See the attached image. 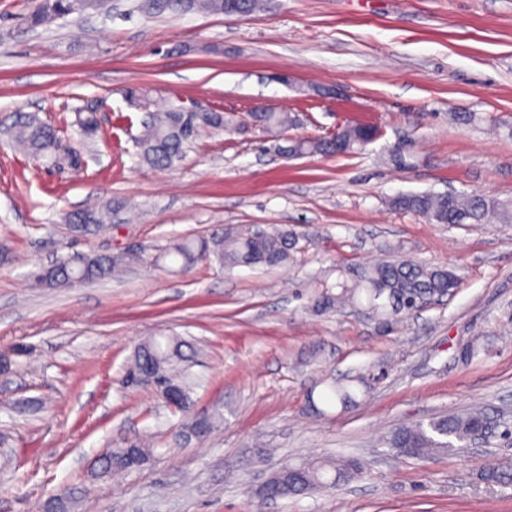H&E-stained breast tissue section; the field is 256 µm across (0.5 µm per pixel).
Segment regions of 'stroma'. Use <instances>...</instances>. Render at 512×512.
<instances>
[{
  "label": "stroma",
  "instance_id": "1",
  "mask_svg": "<svg viewBox=\"0 0 512 512\" xmlns=\"http://www.w3.org/2000/svg\"><path fill=\"white\" fill-rule=\"evenodd\" d=\"M261 11L71 15L31 29L30 0H0V126L31 112L75 136V109L101 105L83 165L55 171L0 139V512H37L79 487L73 512H512V485L485 480L512 461L500 438L419 458L392 432L484 410L512 426V226L433 224L392 209L407 192L512 198V0H263ZM325 89L300 96L296 88ZM228 113L158 171L139 163L140 112L127 88ZM298 119L292 137L355 122L380 137L359 153L288 159L251 112ZM400 150L407 167L390 156ZM118 205L93 235L66 216ZM287 227L300 253L273 269L143 263L118 278L44 288L59 257L117 254L228 231ZM410 258L453 268L459 286L392 329L359 307L315 312L338 268ZM187 341L194 411L216 415L205 442L172 444L182 416L154 388L128 390L143 341ZM364 377L356 405L322 399L323 379ZM150 462L95 476L136 438ZM310 457L360 458L329 492L264 499L267 479ZM140 448L144 457L149 460L152 456V449L148 444L142 441H127L122 448H113L112 452L99 458L98 477L110 478L126 472L124 461V448Z\"/></svg>",
  "mask_w": 512,
  "mask_h": 512
}]
</instances>
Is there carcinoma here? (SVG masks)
I'll return each mask as SVG.
<instances>
[{
  "label": "carcinoma",
  "mask_w": 512,
  "mask_h": 512,
  "mask_svg": "<svg viewBox=\"0 0 512 512\" xmlns=\"http://www.w3.org/2000/svg\"><path fill=\"white\" fill-rule=\"evenodd\" d=\"M257 0H149L147 11L177 15L185 12L241 14L255 9ZM71 0H36L27 15L30 28L45 27L71 14ZM128 98L146 113L142 130L136 139L141 164L154 169H168L182 159L187 147L204 129L228 131L230 120L218 110H208L189 116L171 105L164 110L155 108L149 91L134 88ZM78 126L85 140L99 131L97 109L86 105L77 109ZM252 121L275 135L284 133L295 123L288 112L259 109L251 113ZM10 135L19 149L46 166L75 161L78 149L62 148L63 130L40 119L34 113L17 112L9 125ZM380 136L377 127L368 124L347 125L330 137H283L275 145L282 156L335 155L355 153ZM389 204L398 210L417 213L434 224H457L461 221L482 224L490 218L500 224H512V201L495 195L436 193L433 191L399 194ZM112 203L88 207L69 215L68 221L83 234H92L112 223ZM299 236L287 228L256 229L246 233H226L209 239L174 241L160 254L152 257L157 263L166 259L180 263L187 270L200 261L216 262L224 268L237 266L277 267L288 263L298 252ZM144 261V252H124L118 255H89L81 264L60 263L43 268L37 282L49 287L72 283L96 282L112 278L122 268ZM340 291L321 292L313 302L317 311L337 309L346 304L359 305L382 319L389 328L403 312H412L430 297H443L458 287L456 273L444 266L413 260L380 261L347 273L336 282ZM188 343L177 336L151 338L134 352L126 375L139 376L142 371L155 373L175 396L176 408L183 413L182 427L174 442L183 438H205L213 428V417L192 413L193 402L188 384L187 362L183 348ZM364 385L363 378L346 377L326 385L323 392L328 402L343 407L357 403L356 388ZM487 416L473 410L464 416H449L420 422L400 429L394 436L393 447L405 449L404 455L418 457L453 448L469 442L473 433L485 425ZM124 449L114 448L99 458L98 477L110 478L126 472ZM363 473L359 459L341 461L321 459L302 462L280 471L269 479L268 493L285 497L313 492L348 482ZM485 479L501 485L512 484V464L490 467Z\"/></svg>",
  "instance_id": "obj_1"
}]
</instances>
